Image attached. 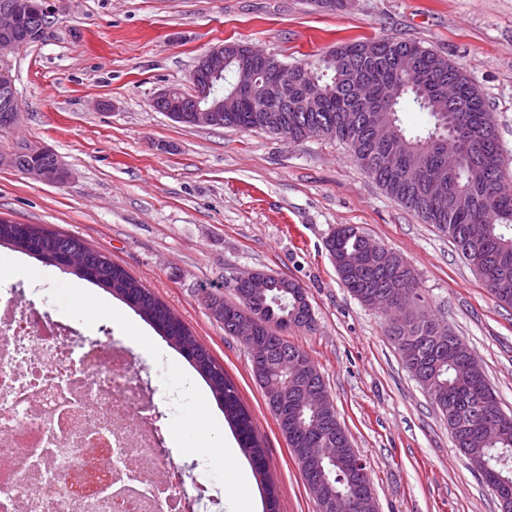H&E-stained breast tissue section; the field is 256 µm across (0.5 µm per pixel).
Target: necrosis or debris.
<instances>
[{
	"mask_svg": "<svg viewBox=\"0 0 512 512\" xmlns=\"http://www.w3.org/2000/svg\"><path fill=\"white\" fill-rule=\"evenodd\" d=\"M120 341L81 337L0 291V512H195Z\"/></svg>",
	"mask_w": 512,
	"mask_h": 512,
	"instance_id": "obj_1",
	"label": "necrosis or debris"
}]
</instances>
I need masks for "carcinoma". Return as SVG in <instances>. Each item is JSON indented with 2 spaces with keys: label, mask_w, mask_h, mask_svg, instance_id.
Masks as SVG:
<instances>
[{
  "label": "carcinoma",
  "mask_w": 512,
  "mask_h": 512,
  "mask_svg": "<svg viewBox=\"0 0 512 512\" xmlns=\"http://www.w3.org/2000/svg\"><path fill=\"white\" fill-rule=\"evenodd\" d=\"M240 63L232 52L224 56V72L211 92L224 99L223 126L283 132L292 140L310 135L335 138L346 144L353 159L387 194L426 223L448 234L463 258L486 288L502 303L512 306V191L504 190L502 154L496 119L472 81L453 64L435 65L434 52L420 43L396 37L340 41L329 53L288 67V83L310 104L307 112H296L285 102L270 101L268 112H247L233 106ZM410 100L429 113L432 125L409 134L401 126L398 112ZM455 133L462 142L453 165L439 141ZM49 149L13 153L12 167L57 166ZM451 180L462 206L448 208V200L425 196L418 183V169ZM369 239L353 226H344L327 242L336 258V271L345 288L358 299L382 293L394 303L408 305L419 298L414 275L406 280L376 265ZM34 258L47 266L71 273L109 292L148 323L171 348L178 351L207 383L231 424L256 475L261 479L265 512H278L275 489L268 482L267 460L253 419L244 408L237 387L224 373L209 350L183 320L156 294L106 254L73 235L34 224H16L0 218V247ZM266 300H253L250 286L234 284L237 302L224 301L222 292L204 290V298L224 332L234 328L245 314L258 318L257 332L266 342L267 366H251L256 382L262 377L288 386V401L294 419L288 424L290 448H304L320 428L317 415L303 395L305 369L312 358L288 341V330L310 328L313 317H300L295 305V287L285 277L268 275ZM440 330L432 317L419 316L403 326L389 325L401 356L414 355L424 363L435 389L433 404L448 420V430L467 431L479 415L491 414L498 400L477 360L451 352L460 340L452 334L450 346L434 341ZM485 483L505 484L512 492V418L486 444L475 445L463 437L453 438ZM318 478L334 496H356L360 482L369 473L339 467L325 460Z\"/></svg>",
  "instance_id": "1"
}]
</instances>
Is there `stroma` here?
I'll list each match as a JSON object with an SVG mask.
<instances>
[{
	"mask_svg": "<svg viewBox=\"0 0 512 512\" xmlns=\"http://www.w3.org/2000/svg\"><path fill=\"white\" fill-rule=\"evenodd\" d=\"M41 39L12 58L21 109L0 130V155L45 147L68 169L57 185L0 165V217L85 240L175 310L224 367L253 416L280 512H316L288 443L267 408L248 351L204 301L252 271L296 280L313 329L287 336L322 373L338 418L365 461L379 512H499L492 490L455 447L448 424L406 368L388 319L339 279L326 247L357 227L411 267L426 314L460 336L512 413V307L500 305L447 234L388 196L342 142L291 141L262 131L187 126L157 111L168 87L190 89L199 56L246 42L298 64L341 40L390 35L421 42L467 74L494 112L503 173L512 183V0H350L330 14L308 0H44ZM20 254L0 249V289L82 335L125 340L156 388L167 445L187 480L214 500L199 512H245L228 495L223 463L206 448L231 437L222 412L199 405L204 383L130 308L94 309L86 292L33 283Z\"/></svg>",
	"mask_w": 512,
	"mask_h": 512,
	"instance_id": "obj_1",
	"label": "stroma"
}]
</instances>
